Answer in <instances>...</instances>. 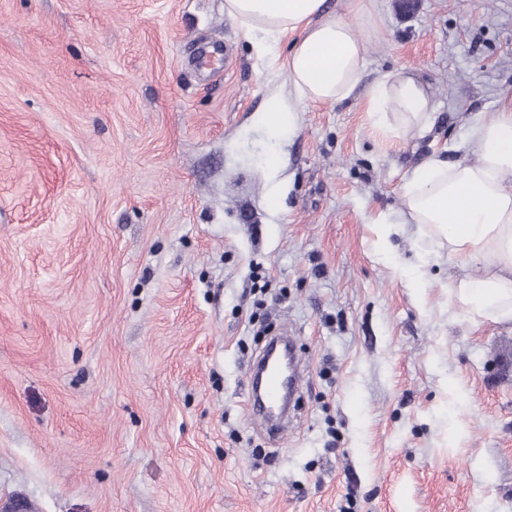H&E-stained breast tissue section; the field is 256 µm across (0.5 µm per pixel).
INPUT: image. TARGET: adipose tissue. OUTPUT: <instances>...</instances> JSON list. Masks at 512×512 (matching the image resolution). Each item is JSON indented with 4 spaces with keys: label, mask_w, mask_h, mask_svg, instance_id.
Masks as SVG:
<instances>
[{
    "label": "adipose tissue",
    "mask_w": 512,
    "mask_h": 512,
    "mask_svg": "<svg viewBox=\"0 0 512 512\" xmlns=\"http://www.w3.org/2000/svg\"><path fill=\"white\" fill-rule=\"evenodd\" d=\"M325 0H224L257 54L276 61L283 37L295 34L286 59L288 92L267 99L259 117L275 139L292 134L312 102H341L358 90L366 42L349 20L324 16ZM365 110L386 142L429 131L435 108L427 88L401 72L385 74L365 93ZM473 159L448 164L432 155L400 186L406 223L427 225L448 257L477 266L455 285L459 305L476 318L512 322V106L470 121Z\"/></svg>",
    "instance_id": "obj_1"
}]
</instances>
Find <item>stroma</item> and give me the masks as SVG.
I'll list each match as a JSON object with an SVG mask.
<instances>
[{
  "instance_id": "35a3bbf8",
  "label": "stroma",
  "mask_w": 512,
  "mask_h": 512,
  "mask_svg": "<svg viewBox=\"0 0 512 512\" xmlns=\"http://www.w3.org/2000/svg\"><path fill=\"white\" fill-rule=\"evenodd\" d=\"M414 4L324 5L364 84L431 94L390 145L358 94L270 139L286 74L224 0H0V512H512V324L455 302L399 191L512 103V0ZM267 324L305 367L277 440L247 386Z\"/></svg>"
}]
</instances>
